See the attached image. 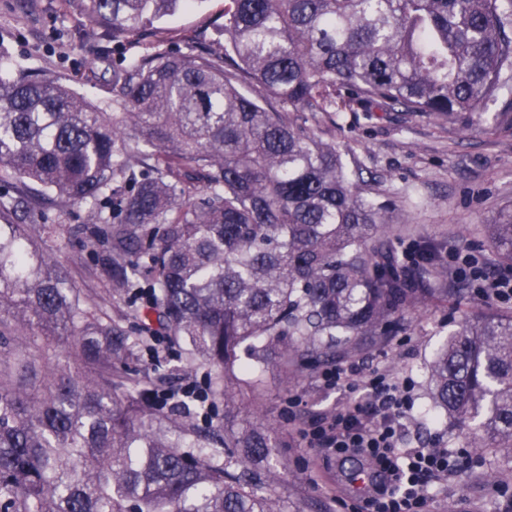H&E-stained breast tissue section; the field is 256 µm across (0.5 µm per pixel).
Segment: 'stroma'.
Returning a JSON list of instances; mask_svg holds the SVG:
<instances>
[{
  "label": "stroma",
  "instance_id": "obj_1",
  "mask_svg": "<svg viewBox=\"0 0 512 512\" xmlns=\"http://www.w3.org/2000/svg\"><path fill=\"white\" fill-rule=\"evenodd\" d=\"M224 44V0L197 4L168 16L136 36L112 39L90 27L74 0H0V76L14 78L29 69L66 79L87 103L112 106V67L130 64L152 47L184 49L186 41ZM318 133L336 141L350 166L362 168L372 192L387 194L407 223L391 224L398 250L417 241L439 245L440 256L459 251L478 256L484 265L498 256L486 239V227L512 207V101L501 99L487 113L473 117L469 129L401 111L331 112L322 116ZM17 224L90 223L87 206L65 211L32 201ZM45 248L68 280L90 302L106 309L115 324L135 330L139 302L108 292L104 277L78 264L84 251L80 237L61 233ZM488 299L441 296L405 315L406 332L389 340L352 349L340 364L356 365L362 376L387 369L408 385L411 408L406 416L408 448H443L467 453L472 467L450 483L431 484L424 512H512V453L477 448L464 433L436 418L427 395V365L458 321L486 309ZM121 367L152 392L159 379L172 378L174 389L193 384L207 393V409L190 407L201 431L224 423V399L214 392V370L206 362L186 367L180 347L165 337L138 349ZM326 362L283 379L279 370L260 373V383L237 396L240 417L277 426L285 446L278 454L284 467L261 484L263 494L279 498L288 512H367L355 485L360 465L355 457L333 458L307 448L299 431L312 420L330 416L348 396L345 388L325 384Z\"/></svg>",
  "mask_w": 512,
  "mask_h": 512
}]
</instances>
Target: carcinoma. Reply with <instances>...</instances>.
Wrapping results in <instances>:
<instances>
[{"label": "carcinoma", "instance_id": "obj_1", "mask_svg": "<svg viewBox=\"0 0 512 512\" xmlns=\"http://www.w3.org/2000/svg\"><path fill=\"white\" fill-rule=\"evenodd\" d=\"M106 36L197 0H78ZM512 96V0H224V52L194 44L112 70V111L58 77L0 78V214L35 194L86 205L71 227L109 291L145 299L159 327L220 373L224 434L200 435L114 380L139 340L88 307L38 243L63 224H0V512H282L248 475L278 467L268 423L237 420L248 375H288L393 336L406 310L448 293L438 245L415 272L387 234L394 203L365 189L323 112L400 107L470 125ZM153 149H129L127 131ZM190 166L200 196L180 187ZM512 262V208L487 225ZM65 353L45 358L41 344ZM246 347L249 364L239 363ZM433 407L512 453V313L466 318L428 365ZM211 440L233 449L220 464Z\"/></svg>", "mask_w": 512, "mask_h": 512}]
</instances>
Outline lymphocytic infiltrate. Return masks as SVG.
Masks as SVG:
<instances>
[{
    "label": "lymphocytic infiltrate",
    "instance_id": "f902f5d3",
    "mask_svg": "<svg viewBox=\"0 0 512 512\" xmlns=\"http://www.w3.org/2000/svg\"><path fill=\"white\" fill-rule=\"evenodd\" d=\"M366 387V399H349L330 419L302 430L301 439L310 448L354 449L376 461L381 480L366 499L372 512H423L427 483L452 475L456 463L444 452L401 451L402 419L409 407L404 386L376 373Z\"/></svg>",
    "mask_w": 512,
    "mask_h": 512
}]
</instances>
